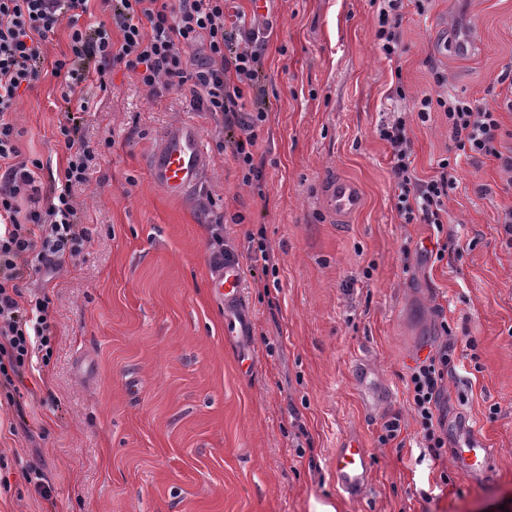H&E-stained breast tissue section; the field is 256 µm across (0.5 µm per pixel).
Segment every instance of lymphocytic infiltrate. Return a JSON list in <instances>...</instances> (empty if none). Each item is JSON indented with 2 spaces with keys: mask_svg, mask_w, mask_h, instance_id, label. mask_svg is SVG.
I'll return each mask as SVG.
<instances>
[{
  "mask_svg": "<svg viewBox=\"0 0 512 512\" xmlns=\"http://www.w3.org/2000/svg\"><path fill=\"white\" fill-rule=\"evenodd\" d=\"M405 0H378L375 40L388 60L402 54ZM106 21L82 25L93 11ZM66 26L67 46L49 56L51 34ZM197 47L194 57L186 50ZM265 43L246 27V15L228 0H0V380L11 383L34 350H51L54 317L48 297L21 304L22 284L66 261L80 258L89 241L87 209L76 191L86 185L98 154L82 133L87 101L65 114L57 141L64 166L49 184L21 160V135L13 118L22 95L46 76L60 81L61 98L91 81L105 91L114 71L125 70L150 98L188 93L193 111L224 118L222 147L244 170L246 184L261 188L262 167L254 158L259 129L269 122L271 102L264 70ZM437 93L423 92L377 127L391 150L397 211L404 223L442 227L445 201L457 178L443 163L439 175L420 179L412 165V120L427 122L440 109L459 151L495 159L512 189V147L506 146L497 112L479 100L448 90L434 73ZM454 337L418 362L406 383L410 408L427 448L448 445L441 400L447 390Z\"/></svg>",
  "mask_w": 512,
  "mask_h": 512,
  "instance_id": "f902f5d3",
  "label": "lymphocytic infiltrate"
}]
</instances>
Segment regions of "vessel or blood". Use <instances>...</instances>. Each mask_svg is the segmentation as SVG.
Returning <instances> with one entry per match:
<instances>
[{"label": "vessel or blood", "mask_w": 512, "mask_h": 512, "mask_svg": "<svg viewBox=\"0 0 512 512\" xmlns=\"http://www.w3.org/2000/svg\"><path fill=\"white\" fill-rule=\"evenodd\" d=\"M207 166V154L199 130L191 124L172 128L161 139L148 161L153 182L167 196L186 197L196 188ZM327 204L337 219L356 213L362 205L359 186L351 180L333 179L327 189ZM212 284L224 300V334L241 336L247 331L248 318L242 310V275L231 263L216 271ZM492 451L477 437L465 440L455 451L459 469L469 477L487 476ZM330 471L340 492L353 497L368 486L371 476L370 455L358 438H349L330 460Z\"/></svg>", "instance_id": "1"}]
</instances>
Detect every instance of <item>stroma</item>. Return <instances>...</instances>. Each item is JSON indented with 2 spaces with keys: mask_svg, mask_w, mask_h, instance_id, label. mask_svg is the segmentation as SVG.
Masks as SVG:
<instances>
[{
  "mask_svg": "<svg viewBox=\"0 0 512 512\" xmlns=\"http://www.w3.org/2000/svg\"><path fill=\"white\" fill-rule=\"evenodd\" d=\"M234 4L267 41L263 188L218 149L222 117L191 111L180 92L149 100L121 70L107 92L84 87L83 133L112 145L78 191L84 258L27 282L52 302L54 339L27 363L23 389L0 395V512H512V247L498 224L512 191L494 159L457 155L441 112L413 122L420 178L459 163L436 259L432 227L398 215L376 134L395 86L434 91L439 71L452 93L499 112L512 146V89L499 80L512 69V0H431L423 17L406 7L396 64L375 44L373 0H267L261 16L251 0ZM58 86L41 81L15 114L21 154L46 162L45 179L64 161ZM183 123L200 131L208 166L173 199L147 161ZM336 176L364 193L345 222L325 204ZM207 208L223 215L242 274L249 326L232 341L211 287ZM258 232L275 264L259 287L263 260L248 243ZM449 334L448 446L436 458L405 383ZM394 415L401 432L381 443ZM467 434L493 449L489 477L457 467ZM353 436L372 472L349 500L329 461Z\"/></svg>",
  "mask_w": 512,
  "mask_h": 512,
  "instance_id": "35a3bbf8",
  "label": "stroma"
}]
</instances>
